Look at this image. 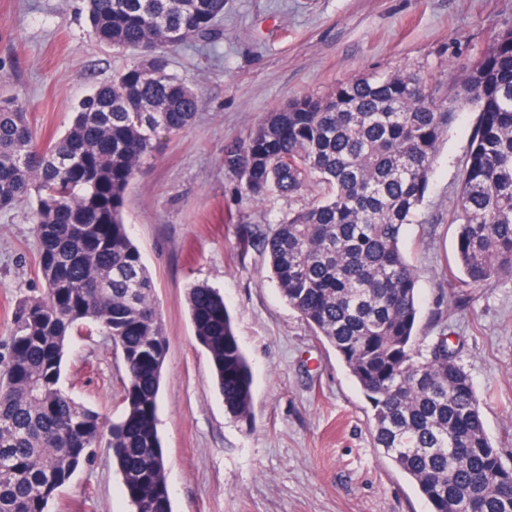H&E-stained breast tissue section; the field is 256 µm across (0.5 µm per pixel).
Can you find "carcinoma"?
Instances as JSON below:
<instances>
[{"instance_id": "cac0c4a2", "label": "carcinoma", "mask_w": 512, "mask_h": 512, "mask_svg": "<svg viewBox=\"0 0 512 512\" xmlns=\"http://www.w3.org/2000/svg\"><path fill=\"white\" fill-rule=\"evenodd\" d=\"M226 0H85L97 40L137 60L77 106L46 144L18 100L0 102V210L28 203L43 293L19 301L0 370V512H48L91 449L105 447L135 512H172L157 429L166 337L153 276L123 221L124 200L162 139L189 127L201 95L166 48L215 42ZM478 112L458 208L463 287L512 276V26L439 93L404 72L291 99L224 170L246 193L323 197L262 237L289 306L344 362L368 399L374 445L430 512H512V466L488 438L481 399L448 345L416 335L418 273L401 250L459 111ZM186 301L231 416H251V370L224 297L197 283ZM96 330L121 350L124 411L106 424L61 384L72 337Z\"/></svg>"}]
</instances>
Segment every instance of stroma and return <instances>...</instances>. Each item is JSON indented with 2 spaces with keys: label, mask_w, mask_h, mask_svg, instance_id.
I'll list each match as a JSON object with an SVG mask.
<instances>
[{
  "label": "stroma",
  "mask_w": 512,
  "mask_h": 512,
  "mask_svg": "<svg viewBox=\"0 0 512 512\" xmlns=\"http://www.w3.org/2000/svg\"><path fill=\"white\" fill-rule=\"evenodd\" d=\"M81 0H0V96L17 95L42 140L62 136L75 106L122 65L89 32ZM512 0H227L221 39L169 52L172 73L202 94L185 131L164 140L131 184L124 216L155 282L167 340L158 406L173 512H429L370 434V405L333 348L313 334L270 277L253 225H273L320 196L249 200L224 170L225 146L289 99L406 71L433 82L463 73L504 26ZM477 114L460 112L425 200L402 240L419 271L417 332L447 325L458 362L483 395L485 431L512 458V279L451 302L457 208ZM29 205L0 211V358L20 299L40 294ZM224 297L252 368V418L224 410L196 341L186 290ZM122 355L107 336L76 337L63 365L74 399L107 421L123 412ZM48 512H133L121 477L95 449Z\"/></svg>",
  "instance_id": "1"
}]
</instances>
